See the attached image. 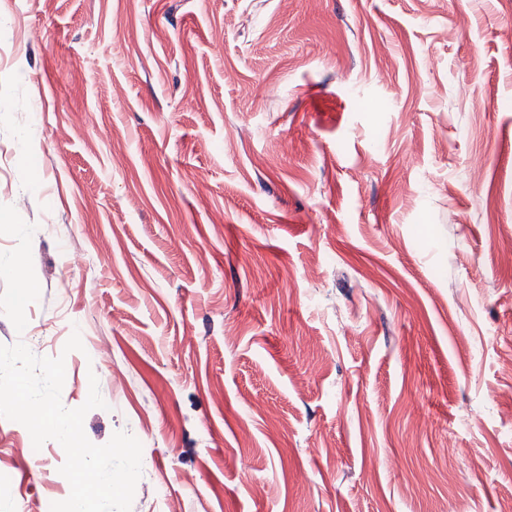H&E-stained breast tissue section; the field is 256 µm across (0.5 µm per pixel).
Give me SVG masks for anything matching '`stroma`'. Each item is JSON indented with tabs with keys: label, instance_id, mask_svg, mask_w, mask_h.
Segmentation results:
<instances>
[{
	"label": "stroma",
	"instance_id": "1",
	"mask_svg": "<svg viewBox=\"0 0 512 512\" xmlns=\"http://www.w3.org/2000/svg\"><path fill=\"white\" fill-rule=\"evenodd\" d=\"M509 237L512 0H0V344L131 512H500ZM64 461L0 418V512Z\"/></svg>",
	"mask_w": 512,
	"mask_h": 512
}]
</instances>
